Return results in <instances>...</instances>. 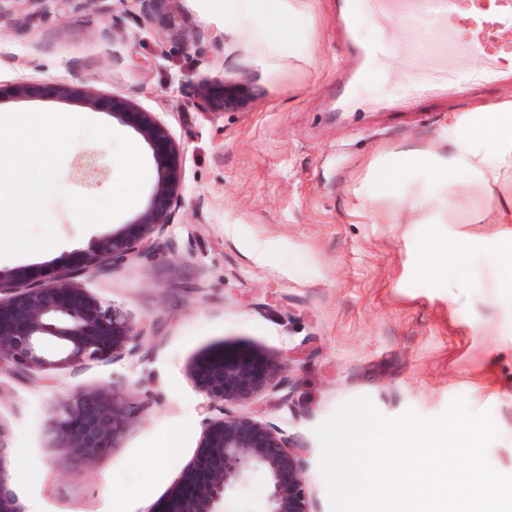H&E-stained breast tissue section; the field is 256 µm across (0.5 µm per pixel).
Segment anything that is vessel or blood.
I'll use <instances>...</instances> for the list:
<instances>
[{
    "label": "vessel or blood",
    "mask_w": 512,
    "mask_h": 512,
    "mask_svg": "<svg viewBox=\"0 0 512 512\" xmlns=\"http://www.w3.org/2000/svg\"><path fill=\"white\" fill-rule=\"evenodd\" d=\"M337 4L345 51L357 63L351 84L370 81L399 53L426 54L437 66L436 78L408 81L405 95L415 102L446 95L452 86L492 85L512 77V0H337ZM365 18L383 27L370 41L359 34ZM391 19L411 32L409 43L398 45L386 32ZM474 54L485 61L480 71L459 67V60Z\"/></svg>",
    "instance_id": "obj_1"
}]
</instances>
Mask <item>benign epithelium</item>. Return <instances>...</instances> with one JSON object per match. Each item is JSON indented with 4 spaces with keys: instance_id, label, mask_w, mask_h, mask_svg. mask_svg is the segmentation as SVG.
Returning a JSON list of instances; mask_svg holds the SVG:
<instances>
[{
    "instance_id": "7a95c632",
    "label": "benign epithelium",
    "mask_w": 512,
    "mask_h": 512,
    "mask_svg": "<svg viewBox=\"0 0 512 512\" xmlns=\"http://www.w3.org/2000/svg\"><path fill=\"white\" fill-rule=\"evenodd\" d=\"M146 19L184 49L194 46L175 0H138ZM76 93L64 82L18 81L0 87L4 96H53ZM81 103L134 129L149 145L156 177L146 206L130 222L93 244L70 264L30 272L24 288L6 292L11 276L0 272V366L9 365L24 379L49 368H74L121 352L141 337L120 310L105 307L80 285L87 273L106 272L149 252L155 237L173 223L181 187L180 145L155 112L119 95L94 89L81 92ZM100 176L97 157L89 155L76 173L92 186ZM201 391L211 399L245 402L269 386L283 365L257 354L220 352L191 368ZM133 412L129 396L117 390H78L57 410L55 445L68 458L93 463L116 445ZM201 451L174 482L167 499L149 512H223L226 497L247 475L262 470L269 489L265 512H309L308 485L297 448L277 430L248 415L223 417L205 430ZM0 512H21L7 484L5 445L0 432Z\"/></svg>"
}]
</instances>
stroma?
<instances>
[{"instance_id":"1","label":"stroma","mask_w":512,"mask_h":512,"mask_svg":"<svg viewBox=\"0 0 512 512\" xmlns=\"http://www.w3.org/2000/svg\"><path fill=\"white\" fill-rule=\"evenodd\" d=\"M194 46L172 47L149 27L138 0H0V84L25 78L98 88L158 113L181 145L182 182L173 224L148 257L82 278L103 305L142 329L117 358L50 369L23 379L0 369V440L8 485L24 512H149L197 457L213 420L249 415L289 437L307 476L311 512H331L318 469L314 428L343 402L366 396L384 416L407 409L441 414L461 396L490 410L500 437L491 464L512 474V291L491 284L473 257L467 287L449 293L422 270L430 234L456 238L460 224H386L408 208L373 202L352 217L356 190L379 155L447 134L454 116L503 96L512 82L449 89L447 98L405 100L411 74L431 76L425 59L399 57L345 106L338 75L351 62L333 19L336 0H303V40L270 50L230 34L210 0H179ZM229 80L244 106L199 111L198 84ZM0 110H48L112 124L110 113L75 100L23 98ZM58 177L64 190L99 198L118 167L110 146L82 138ZM96 155L100 181L75 179ZM136 207L81 229L62 197L48 210L60 242L32 256L0 259V270L63 266L131 221L150 196L148 170ZM244 347L286 362L277 385L255 399L208 398L190 373L203 353ZM115 388L135 412L116 447L93 464L53 446L60 403L77 389ZM266 476L249 474L226 512H263Z\"/></svg>"}]
</instances>
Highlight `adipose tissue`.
<instances>
[{
  "label": "adipose tissue",
  "instance_id": "ef3b65f1",
  "mask_svg": "<svg viewBox=\"0 0 512 512\" xmlns=\"http://www.w3.org/2000/svg\"><path fill=\"white\" fill-rule=\"evenodd\" d=\"M212 8L223 15L225 31L249 30L274 46L295 43L304 34L306 15L298 0H212ZM511 167L512 99L457 117L448 127L447 139L380 155L357 195L369 201L404 196L414 173L423 169L438 191L417 203L418 223L508 224L512 222V190H506L503 172ZM495 194L501 197L497 212L477 205V197ZM499 240L496 234L463 235L451 242L434 239L425 251L424 267L446 273L449 287H465L473 246L479 243L501 286L512 288V247H501Z\"/></svg>",
  "mask_w": 512,
  "mask_h": 512
}]
</instances>
